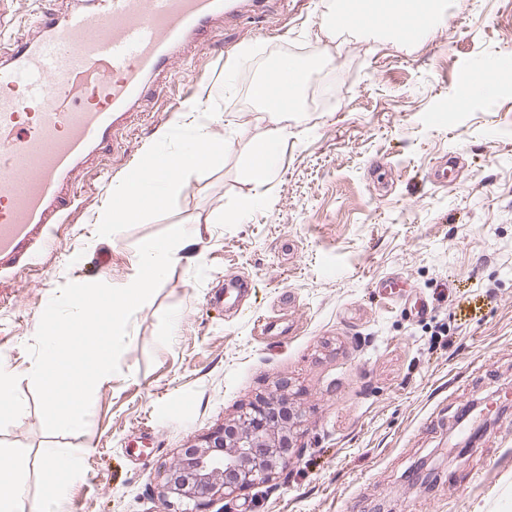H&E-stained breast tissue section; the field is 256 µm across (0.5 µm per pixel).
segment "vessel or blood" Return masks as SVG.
Instances as JSON below:
<instances>
[{"mask_svg":"<svg viewBox=\"0 0 512 512\" xmlns=\"http://www.w3.org/2000/svg\"><path fill=\"white\" fill-rule=\"evenodd\" d=\"M243 17L240 0H74L0 54V271L59 246L77 173L108 155L185 48Z\"/></svg>","mask_w":512,"mask_h":512,"instance_id":"obj_1","label":"vessel or blood"}]
</instances>
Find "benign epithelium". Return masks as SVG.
I'll use <instances>...</instances> for the list:
<instances>
[{
    "label": "benign epithelium",
    "mask_w": 512,
    "mask_h": 512,
    "mask_svg": "<svg viewBox=\"0 0 512 512\" xmlns=\"http://www.w3.org/2000/svg\"><path fill=\"white\" fill-rule=\"evenodd\" d=\"M284 397H264L243 411L231 424L200 436L161 472L162 495L187 506L185 512H208L215 501H224V512L233 508L238 494L257 485L276 486L288 469V450L302 412L293 424L265 426Z\"/></svg>",
    "instance_id": "7a95c632"
}]
</instances>
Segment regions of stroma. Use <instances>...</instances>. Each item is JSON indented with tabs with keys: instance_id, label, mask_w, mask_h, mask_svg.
Instances as JSON below:
<instances>
[{
	"instance_id": "35a3bbf8",
	"label": "stroma",
	"mask_w": 512,
	"mask_h": 512,
	"mask_svg": "<svg viewBox=\"0 0 512 512\" xmlns=\"http://www.w3.org/2000/svg\"><path fill=\"white\" fill-rule=\"evenodd\" d=\"M330 3L282 0L202 35L175 86L145 97L79 175L62 248L0 273V448L31 497L55 448L80 469L67 512H176L164 465L277 393L303 410L300 452L237 512H512V0H450L446 24L407 52L320 36ZM288 57L325 102L289 113L280 164L259 183L247 157L267 122L250 91ZM490 66L493 87L466 88ZM205 98L224 115L223 160L134 223L100 224L113 183L191 145L175 108ZM248 202L242 223H218ZM176 226L201 237L134 314L85 428L47 433L26 350L42 311L69 282H132L139 244ZM261 318L271 335H255Z\"/></svg>"
}]
</instances>
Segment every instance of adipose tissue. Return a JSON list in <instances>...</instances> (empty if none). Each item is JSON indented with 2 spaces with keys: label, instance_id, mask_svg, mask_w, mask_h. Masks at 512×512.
I'll return each instance as SVG.
<instances>
[{
  "label": "adipose tissue",
  "instance_id": "1",
  "mask_svg": "<svg viewBox=\"0 0 512 512\" xmlns=\"http://www.w3.org/2000/svg\"><path fill=\"white\" fill-rule=\"evenodd\" d=\"M446 9L445 0H333L321 31L327 37L342 32L386 34L398 47L407 48L431 38ZM299 74L295 62L288 61L282 64L280 73L257 81L252 88L254 99L266 106L268 122L248 158V167L258 178H267L279 165L280 146L288 136V114L292 110L279 92L294 91ZM223 120V113H204L203 132L192 150L171 153L170 171L158 170L156 163L151 162L133 177L114 184L107 194L101 223H131L144 211L158 207L168 196L179 192L191 170L223 158V139L209 132L210 126ZM78 474V467L69 457L48 450L42 466L45 492L35 499L30 497L12 453L0 448V512H64L68 482Z\"/></svg>",
  "mask_w": 512,
  "mask_h": 512
}]
</instances>
